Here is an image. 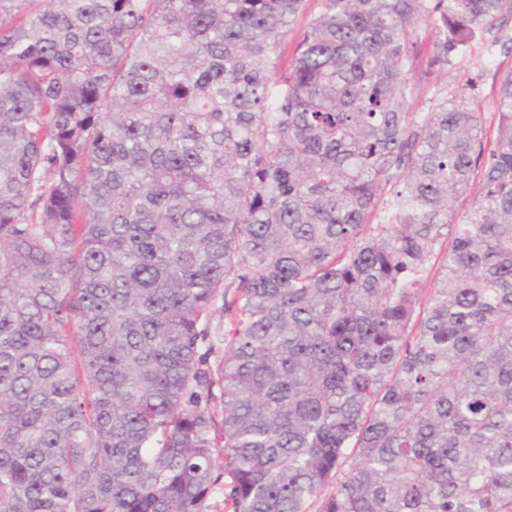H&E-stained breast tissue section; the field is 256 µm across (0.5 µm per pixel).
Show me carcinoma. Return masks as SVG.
<instances>
[{"label":"carcinoma","mask_w":512,"mask_h":512,"mask_svg":"<svg viewBox=\"0 0 512 512\" xmlns=\"http://www.w3.org/2000/svg\"><path fill=\"white\" fill-rule=\"evenodd\" d=\"M503 14L0 0V512H512V72L411 103Z\"/></svg>","instance_id":"carcinoma-1"}]
</instances>
